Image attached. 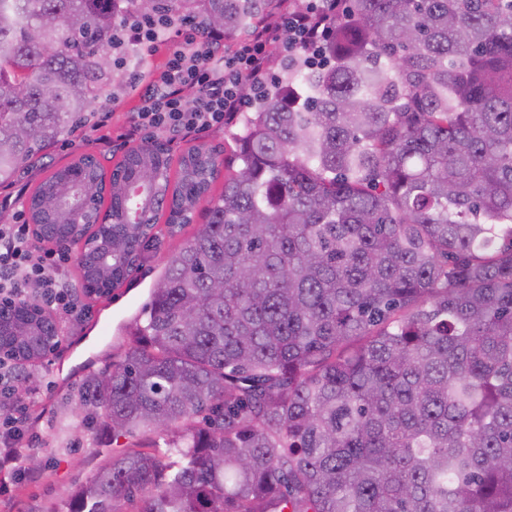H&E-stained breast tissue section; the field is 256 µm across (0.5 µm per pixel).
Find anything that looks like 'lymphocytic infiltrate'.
<instances>
[{
	"label": "lymphocytic infiltrate",
	"mask_w": 512,
	"mask_h": 512,
	"mask_svg": "<svg viewBox=\"0 0 512 512\" xmlns=\"http://www.w3.org/2000/svg\"><path fill=\"white\" fill-rule=\"evenodd\" d=\"M341 8L339 0H308L306 6L285 7L281 22L258 23L234 48H226L222 31L210 34L207 55L191 47L173 50L164 70L147 73L141 91L143 105L134 128H153L172 134L191 133L223 124L248 107V89L267 78L272 47L320 49L329 24ZM193 89L186 99L185 89ZM67 253L41 248L29 225H0V300L23 302L29 297L51 310L77 312L79 300L60 274ZM30 374L26 366L0 359V491L21 473V444L25 418L13 415L15 395Z\"/></svg>",
	"instance_id": "1"
}]
</instances>
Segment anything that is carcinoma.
<instances>
[{"mask_svg": "<svg viewBox=\"0 0 512 512\" xmlns=\"http://www.w3.org/2000/svg\"><path fill=\"white\" fill-rule=\"evenodd\" d=\"M277 0H0V185L47 158L121 83L127 18L242 37ZM55 21L40 38L43 20ZM288 53L243 113L238 170L160 143L127 151L79 253L81 290L123 284L130 253L208 199L80 396L131 440L64 512H512V0H346L319 49ZM80 153L27 201L36 239L70 226L103 166ZM20 360L59 337L36 301ZM202 417V424L193 419Z\"/></svg>", "mask_w": 512, "mask_h": 512, "instance_id": "1", "label": "carcinoma"}]
</instances>
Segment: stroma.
Returning <instances> with one entry per match:
<instances>
[{
    "label": "stroma",
    "instance_id": "1",
    "mask_svg": "<svg viewBox=\"0 0 512 512\" xmlns=\"http://www.w3.org/2000/svg\"><path fill=\"white\" fill-rule=\"evenodd\" d=\"M113 72L125 75L126 84L116 102L93 103L92 115L76 132L60 137L48 150L50 165H39L21 173L14 182L0 188V196L29 197L51 170L68 164L75 151L97 154L105 169H112L134 142L156 138L157 130H142L137 139H129L130 119L142 105L141 94L133 81L135 69L125 67L119 55H112ZM241 132L238 118L224 125L175 138V152L196 144L219 145L224 149L226 170L238 166L237 139ZM206 221L205 206H198L195 223L170 235L166 224H158L157 248L146 252L140 268L131 279L115 288L106 298L87 300L81 314L55 313L61 328L60 344L33 368L24 399L27 417L26 440L37 465H25L24 476L12 481L8 494L0 496V512H60L72 488L88 480L112 452L123 450L113 441L110 431L90 422L80 406L78 385L89 372L121 360L129 338L124 326L143 313L149 302V290L162 273L170 252L190 239Z\"/></svg>",
    "mask_w": 512,
    "mask_h": 512
}]
</instances>
